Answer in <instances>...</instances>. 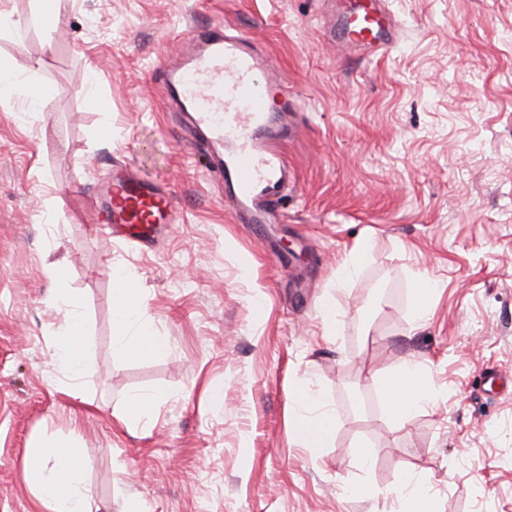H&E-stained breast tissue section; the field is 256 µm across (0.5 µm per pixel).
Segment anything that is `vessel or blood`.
<instances>
[{
	"mask_svg": "<svg viewBox=\"0 0 512 512\" xmlns=\"http://www.w3.org/2000/svg\"><path fill=\"white\" fill-rule=\"evenodd\" d=\"M400 22L385 0H336L329 35L345 51L385 55L400 38ZM281 81L267 55L242 34L217 27L182 44L165 73L168 98L216 148L214 168L241 223L270 224L291 169L281 149L294 132L293 107L274 103L269 91ZM108 224L119 237L143 245L176 223L179 207L165 186L114 166L93 189Z\"/></svg>",
	"mask_w": 512,
	"mask_h": 512,
	"instance_id": "vessel-or-blood-1",
	"label": "vessel or blood"
}]
</instances>
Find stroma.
<instances>
[{"mask_svg":"<svg viewBox=\"0 0 512 512\" xmlns=\"http://www.w3.org/2000/svg\"><path fill=\"white\" fill-rule=\"evenodd\" d=\"M386 2L402 38L369 61L337 51L328 0H54L53 28L43 0H0V512H34L23 458L45 436L74 440L99 512H400L409 471L442 512H512V389L486 379L512 376V0ZM218 25L251 36L299 104L295 178L259 229L166 99L180 38ZM117 164L180 203L154 247L90 223ZM118 269L164 353L117 358ZM66 293L91 358L79 401L52 363ZM406 357L434 399L403 420L363 379ZM304 384L336 416L315 455L292 426ZM133 391L161 394L153 427L126 416ZM432 288L426 278H419L413 289L412 318L416 326L424 323L431 313L430 299Z\"/></svg>","mask_w":512,"mask_h":512,"instance_id":"stroma-1","label":"stroma"}]
</instances>
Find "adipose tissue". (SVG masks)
Listing matches in <instances>:
<instances>
[{"label":"adipose tissue","mask_w":512,"mask_h":512,"mask_svg":"<svg viewBox=\"0 0 512 512\" xmlns=\"http://www.w3.org/2000/svg\"><path fill=\"white\" fill-rule=\"evenodd\" d=\"M119 286L112 293L115 353L121 359H145L163 352L166 344L152 332L134 333L133 328L146 305L143 292L123 285L124 274L114 276ZM66 330L54 352L53 363L64 376L63 389L73 400H82L80 380L90 366L85 344V324L80 301L72 296L59 298ZM366 382L378 385L384 392L391 412L400 418L431 402L430 381L418 362L406 358L387 375L371 373ZM298 409L293 416V428L305 448L324 447L336 432L334 413L322 406L318 397L306 387L295 393ZM23 471L37 490L40 506L49 512H94L92 498L83 480V463L75 445L59 438L40 440L28 449Z\"/></svg>","instance_id":"obj_1"}]
</instances>
